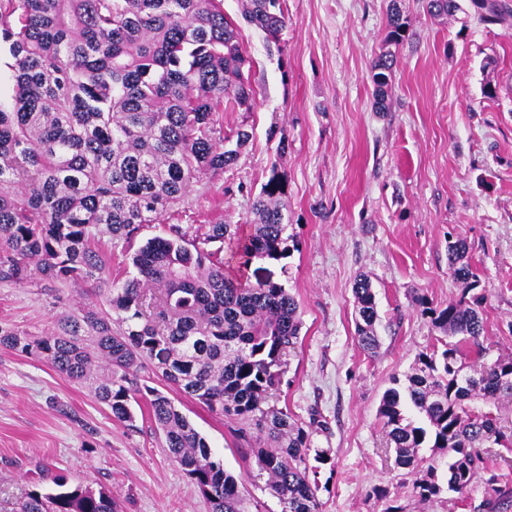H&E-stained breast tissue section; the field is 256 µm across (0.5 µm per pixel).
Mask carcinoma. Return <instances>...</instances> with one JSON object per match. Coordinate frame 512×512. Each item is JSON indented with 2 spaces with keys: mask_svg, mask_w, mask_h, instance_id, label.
Wrapping results in <instances>:
<instances>
[{
  "mask_svg": "<svg viewBox=\"0 0 512 512\" xmlns=\"http://www.w3.org/2000/svg\"><path fill=\"white\" fill-rule=\"evenodd\" d=\"M385 42L398 45L408 22L391 0ZM242 17L277 44L287 26L285 0H241ZM479 18L505 20L504 0H469ZM432 15L454 17L460 0H425ZM8 50L11 93L0 102V281H91L101 303L61 317L47 336L0 326V346L47 359L68 381L91 388L112 416L134 420L147 400L166 448L209 512H245L236 478L174 399L138 386L152 367L210 413L266 434L255 453L281 512H319L318 482L307 465L308 433L269 407L283 358L295 349L298 303L273 281L255 284L224 272V244L243 268L286 255V184L277 165L253 206L251 231L212 224L203 239L179 224L165 236L132 244L180 204L193 187L235 166L252 139L244 127L219 135L224 101L246 112L255 93L248 60L222 0H0V46ZM396 58L373 67V106L384 112ZM131 254L135 273L112 276L106 252ZM466 243L448 242L449 270L464 285L456 303L429 309L433 329L450 341L418 354L405 382L392 380L378 419L395 464L415 476L428 499L460 496L489 471L491 447L507 441L502 418L478 402L512 398V356L483 361V298L469 296L475 277ZM358 342L376 346V301L367 277L353 287ZM472 358L475 385L462 387ZM433 448L425 456L421 450ZM496 501L512 487L492 473ZM18 512H119L103 489L73 487L60 476L51 491H32Z\"/></svg>",
  "mask_w": 512,
  "mask_h": 512,
  "instance_id": "carcinoma-1",
  "label": "carcinoma"
}]
</instances>
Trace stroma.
I'll use <instances>...</instances> for the list:
<instances>
[{
	"label": "stroma",
	"mask_w": 512,
	"mask_h": 512,
	"mask_svg": "<svg viewBox=\"0 0 512 512\" xmlns=\"http://www.w3.org/2000/svg\"><path fill=\"white\" fill-rule=\"evenodd\" d=\"M409 25L404 43L384 41L391 3ZM250 59L252 111L225 108L223 134L253 138L239 162L197 185L162 223L201 237L212 224H246L271 166L286 181L287 254L253 262L299 304L300 340L287 357L273 405L308 433L320 512H512L487 508L483 480L465 502L427 500L394 464L377 410L392 378L404 377L439 336L427 314L460 297L448 268V239H464L482 296L487 360L512 356V21L482 22L474 11L430 16L424 0H286L280 47L242 23L240 0H224ZM397 63L387 111L373 107V66ZM496 88L494 97L483 94ZM288 151L278 155L280 136ZM367 275L376 294L379 346L355 334L353 283ZM87 283L0 282V325L40 337L60 314L98 303ZM179 409L234 475L248 512H281L256 465V437L175 395ZM134 423L113 418L88 389L46 359L0 347V512L63 476L107 489L122 512H208L169 455L146 404Z\"/></svg>",
	"instance_id": "35a3bbf8"
}]
</instances>
